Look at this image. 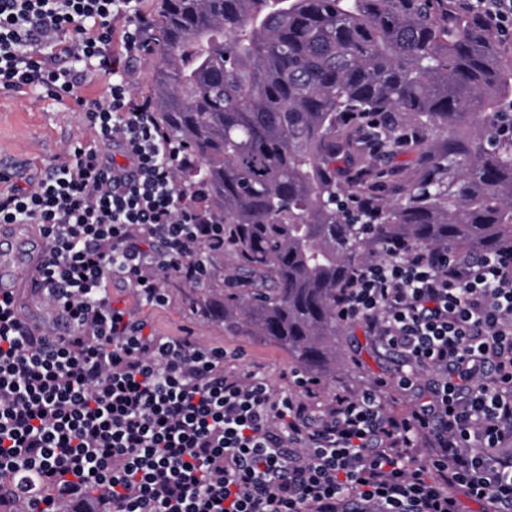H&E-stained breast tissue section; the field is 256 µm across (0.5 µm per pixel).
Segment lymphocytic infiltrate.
Returning <instances> with one entry per match:
<instances>
[{
    "label": "lymphocytic infiltrate",
    "instance_id": "obj_1",
    "mask_svg": "<svg viewBox=\"0 0 512 512\" xmlns=\"http://www.w3.org/2000/svg\"><path fill=\"white\" fill-rule=\"evenodd\" d=\"M499 35L512 0H459ZM143 0H0V89L74 96L89 71L112 75L83 102L92 144L37 184L0 195V224L46 242L42 297L64 327L29 329L0 294V474L8 512H512V243L471 261L397 244L338 301L399 359L412 413L375 391L327 415L277 393L234 355L161 336L112 293L166 303L164 276L203 282L224 227L183 199L187 158L131 91L130 60L153 47ZM71 59V66L57 62ZM429 369L421 378L420 369ZM433 452L418 459L420 435ZM45 485L59 497L42 495Z\"/></svg>",
    "mask_w": 512,
    "mask_h": 512
}]
</instances>
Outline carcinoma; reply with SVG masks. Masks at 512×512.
<instances>
[{"label": "carcinoma", "mask_w": 512, "mask_h": 512, "mask_svg": "<svg viewBox=\"0 0 512 512\" xmlns=\"http://www.w3.org/2000/svg\"><path fill=\"white\" fill-rule=\"evenodd\" d=\"M155 46L177 182L224 224L190 310L318 375L373 247L512 241V57L456 0H160Z\"/></svg>", "instance_id": "1"}]
</instances>
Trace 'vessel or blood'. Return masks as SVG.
Masks as SVG:
<instances>
[{"instance_id":"b4317fda","label":"vessel or blood","mask_w":512,"mask_h":512,"mask_svg":"<svg viewBox=\"0 0 512 512\" xmlns=\"http://www.w3.org/2000/svg\"><path fill=\"white\" fill-rule=\"evenodd\" d=\"M45 242L33 224H0V289L42 288Z\"/></svg>"}]
</instances>
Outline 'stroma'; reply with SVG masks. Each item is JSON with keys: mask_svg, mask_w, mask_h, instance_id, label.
<instances>
[{"mask_svg": "<svg viewBox=\"0 0 512 512\" xmlns=\"http://www.w3.org/2000/svg\"><path fill=\"white\" fill-rule=\"evenodd\" d=\"M111 81L107 74L95 76L78 88L74 100L56 101L34 87L0 90V192L40 179L73 146L92 143L93 135L82 119L78 101L104 99ZM162 286L167 304L141 310L159 334L180 336L188 331L201 345L224 348L236 354L235 365L242 372L259 373L271 388L290 391L314 411H324L337 397L375 384L389 413H406L417 401L416 394L402 391L396 384V355L361 324H342L336 338L335 367L318 385L306 389L296 385L293 374L299 366L285 349L224 330L214 319L191 312L182 301L181 279L166 277Z\"/></svg>", "mask_w": 512, "mask_h": 512, "instance_id": "obj_1", "label": "stroma"}]
</instances>
